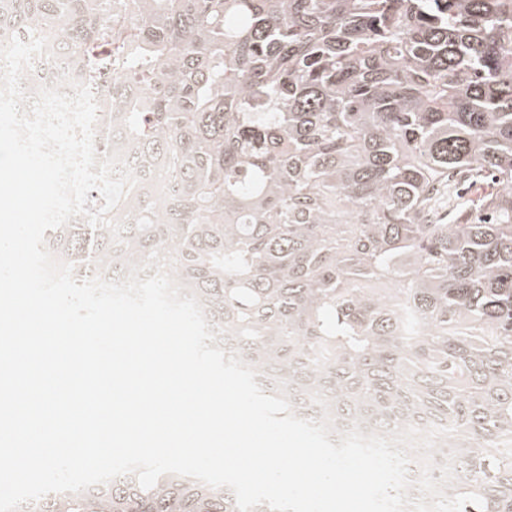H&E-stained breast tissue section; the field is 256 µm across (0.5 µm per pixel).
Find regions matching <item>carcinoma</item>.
I'll use <instances>...</instances> for the list:
<instances>
[{
    "instance_id": "carcinoma-1",
    "label": "carcinoma",
    "mask_w": 512,
    "mask_h": 512,
    "mask_svg": "<svg viewBox=\"0 0 512 512\" xmlns=\"http://www.w3.org/2000/svg\"><path fill=\"white\" fill-rule=\"evenodd\" d=\"M0 0V44L50 40L21 86L112 73L139 177L105 228L45 234L77 279L153 252L213 346L286 383L302 418L385 435L453 429L445 493L512 512V0ZM495 190L459 204L462 178ZM459 207L442 224V204ZM21 512H238L164 475L54 493Z\"/></svg>"
}]
</instances>
